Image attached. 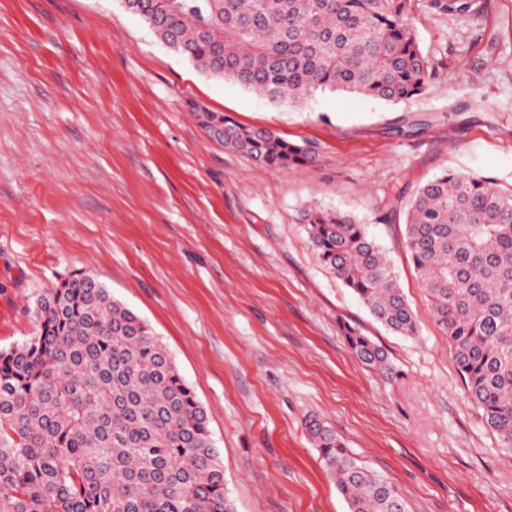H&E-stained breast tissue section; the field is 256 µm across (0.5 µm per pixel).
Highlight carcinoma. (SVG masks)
Here are the masks:
<instances>
[{"mask_svg": "<svg viewBox=\"0 0 512 512\" xmlns=\"http://www.w3.org/2000/svg\"><path fill=\"white\" fill-rule=\"evenodd\" d=\"M464 14L472 0H428ZM200 73L276 103L319 90L400 101L431 77L412 0H124ZM224 146L276 169L303 145L220 112L198 113ZM300 223L321 263L395 333L415 317L384 252L352 216L310 204ZM406 243L470 398L512 452V188L444 170L408 206ZM36 331L0 351V512H234L204 408L149 324L78 272L41 294ZM366 364L384 351L348 329ZM348 512H406L394 484L305 421Z\"/></svg>", "mask_w": 512, "mask_h": 512, "instance_id": "carcinoma-1", "label": "carcinoma"}]
</instances>
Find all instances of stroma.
Returning <instances> with one entry per match:
<instances>
[{"label":"stroma","mask_w":512,"mask_h":512,"mask_svg":"<svg viewBox=\"0 0 512 512\" xmlns=\"http://www.w3.org/2000/svg\"><path fill=\"white\" fill-rule=\"evenodd\" d=\"M475 3L459 16L413 0L423 94L288 105L202 75L119 0H0V350L32 336L44 290L82 271L171 353L234 512H348L311 415L408 512H512V454L464 387L403 214L386 213L445 169L512 185V0ZM200 109L318 160L261 166L211 139ZM313 203L367 224L415 335L321 265L299 222ZM346 324L385 351L388 375L351 351Z\"/></svg>","instance_id":"1"}]
</instances>
